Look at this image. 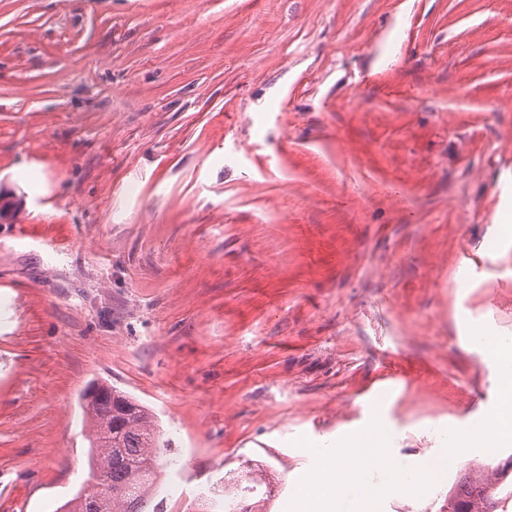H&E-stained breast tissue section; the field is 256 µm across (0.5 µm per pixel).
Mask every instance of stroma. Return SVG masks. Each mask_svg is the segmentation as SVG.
Instances as JSON below:
<instances>
[{
    "mask_svg": "<svg viewBox=\"0 0 512 512\" xmlns=\"http://www.w3.org/2000/svg\"><path fill=\"white\" fill-rule=\"evenodd\" d=\"M0 190V512L82 489L96 382L151 410L164 512L256 471L279 512L381 386L437 454L496 402L470 326L512 340V0H0Z\"/></svg>",
    "mask_w": 512,
    "mask_h": 512,
    "instance_id": "35a3bbf8",
    "label": "stroma"
}]
</instances>
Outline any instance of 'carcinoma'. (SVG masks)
I'll return each mask as SVG.
<instances>
[{
  "mask_svg": "<svg viewBox=\"0 0 512 512\" xmlns=\"http://www.w3.org/2000/svg\"><path fill=\"white\" fill-rule=\"evenodd\" d=\"M92 423L89 473L100 471L112 484V497L97 508L78 493L66 504L69 512H145L160 464V434L150 410L108 384H100L96 399L84 405ZM501 487L459 485L448 500V512H493Z\"/></svg>",
  "mask_w": 512,
  "mask_h": 512,
  "instance_id": "1",
  "label": "carcinoma"
}]
</instances>
